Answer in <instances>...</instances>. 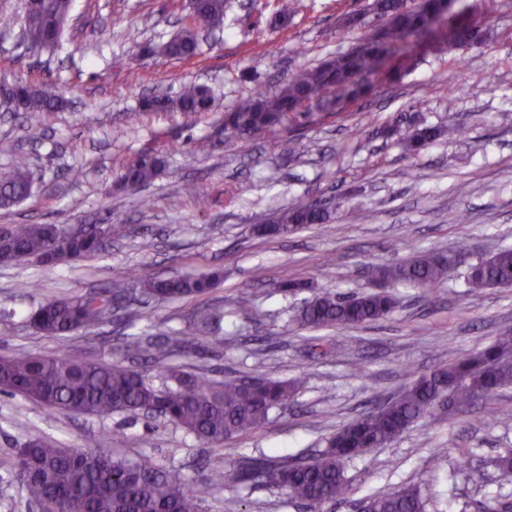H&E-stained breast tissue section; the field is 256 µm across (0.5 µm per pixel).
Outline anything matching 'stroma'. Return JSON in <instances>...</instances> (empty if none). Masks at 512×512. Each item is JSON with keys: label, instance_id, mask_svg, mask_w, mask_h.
Listing matches in <instances>:
<instances>
[{"label": "stroma", "instance_id": "1", "mask_svg": "<svg viewBox=\"0 0 512 512\" xmlns=\"http://www.w3.org/2000/svg\"><path fill=\"white\" fill-rule=\"evenodd\" d=\"M188 2L74 0L58 46L30 50L19 38L20 0H0V85L22 80L67 88L65 106L46 115L39 135L17 113L0 112V171L23 163L34 178L28 199L0 209V226L121 222L134 228L90 261L0 265V354L57 352L56 341L27 323L47 300L82 296L132 274L220 270L224 279L210 294L154 303L135 323L117 319L95 334L72 335L70 352L124 354L130 335L164 341L187 333L192 310L220 307L221 338L202 339L180 362L214 377L295 378L298 393L263 428L219 446L159 419L67 415L0 394V512H35L14 470L16 448L32 436L77 447L101 434L117 453L152 456L189 480L245 456L311 457L359 414L512 328V289L471 296L459 268L428 297L407 284L386 285L394 311L336 330V352L327 358L303 341L292 319L317 293L371 289V266L430 249L462 250L475 261L512 247V0H454L451 14L487 21L484 45L451 51L436 38L414 67L391 59V67L406 70L400 82L373 77V92L338 114L317 112L245 137L225 134L226 110L256 88L274 93L293 71L352 49L381 21L367 9L371 0H295L286 25L274 29L269 22L282 0H229L223 31L202 41L195 57L141 55L144 43L164 44L187 24ZM351 11L363 21L343 29L340 19ZM187 82L211 88L210 111L141 109L142 96L172 95ZM398 121L439 125L449 134L414 155L385 134ZM289 135L297 149L286 155L277 140ZM202 139L209 142L204 153L196 149ZM145 150L164 167L133 194L119 176ZM72 168L82 170L80 180L69 177ZM187 185L193 194L184 193ZM299 200L326 203L330 220L287 236L255 233ZM283 280L305 288L283 295L277 289ZM243 306L253 309L252 319L239 315ZM510 449L512 387L451 418H421L394 442L346 460L350 493L324 512H354L365 495L404 483L419 487L428 512H477L489 495L512 496V476L493 464ZM206 508L307 512L284 490L261 482L217 490Z\"/></svg>", "mask_w": 512, "mask_h": 512}]
</instances>
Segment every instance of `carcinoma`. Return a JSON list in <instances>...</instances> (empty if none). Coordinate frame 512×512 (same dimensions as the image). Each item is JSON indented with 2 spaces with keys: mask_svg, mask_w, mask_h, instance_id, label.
Segmentation results:
<instances>
[{
  "mask_svg": "<svg viewBox=\"0 0 512 512\" xmlns=\"http://www.w3.org/2000/svg\"><path fill=\"white\" fill-rule=\"evenodd\" d=\"M72 0H41L23 15L22 34L38 50L55 45L71 11ZM226 0H191V24L170 41L152 49L154 55L187 59L199 50V34L224 27ZM446 0H373L368 10L383 19L382 26L350 51L331 56L314 67L294 73L270 96L261 89L224 113V132L235 136L273 131L285 121L309 118L315 105L332 110L340 91L354 100L368 87L366 78L382 72L385 62L398 53L412 60L416 49L434 39L435 31L448 20ZM486 30L470 22H458L450 30L448 46L470 48L484 41ZM17 112L34 133L41 130L42 115L66 103V90L54 93L23 82ZM212 106L208 89L200 84L182 87L174 98H153L145 104L154 112H207ZM407 150L418 154L445 135L437 126L423 123L408 131L390 130ZM162 167L150 152L140 153L125 166L120 181L136 192L150 183ZM29 168L16 165L0 172V208H9L32 193ZM329 219L327 211L299 201L281 210L262 233L277 236L295 232ZM131 233L126 224L90 225L81 237H69L62 224H17L0 238V263L15 264L34 259L52 264L54 249L67 260L98 257L114 239ZM466 263L465 253L423 251L396 264L370 271L376 283H407L425 292L453 267ZM468 264V263H466ZM221 273L210 276L135 278L116 280L111 287L77 298H56L33 310L28 321L37 333L61 343L76 332L90 333L112 318V310L134 292L145 301H163L209 294ZM465 286L471 295L486 288L512 287V248H503L487 259L468 264ZM395 306L385 292L347 294L323 292L295 312L293 320L302 328L322 330L352 328L387 317ZM221 310H197L187 317L199 332L220 331ZM195 336H179L158 342L150 336H133L137 359L156 366L166 383L157 386L147 372L122 357L100 359L73 356L66 351L44 355L17 353L0 356V392L24 397L51 411L107 417L114 413L140 415L148 410L194 435L206 444L220 445L228 439L263 427L271 411L285 405L296 391L286 379L259 377L251 388L249 376L214 379L189 372L166 359L177 349L196 345ZM512 385V330L494 342L451 364H440L429 374L403 388L385 404L351 420L329 436L325 447L308 459L263 455L244 463L211 469L196 483L185 481L174 471L157 464L148 455L135 460L114 455L107 440L98 436L80 448H63L46 436L33 437L18 449L16 476L31 503L43 512H203L215 490L260 481L285 491L288 499L320 512L348 491L343 462L368 449L390 443L426 415L443 418L481 399L492 400L499 389ZM362 512H427L426 502L414 485L380 491L361 500ZM481 512H512V498L494 496L481 502Z\"/></svg>",
  "mask_w": 512,
  "mask_h": 512,
  "instance_id": "carcinoma-1",
  "label": "carcinoma"
}]
</instances>
